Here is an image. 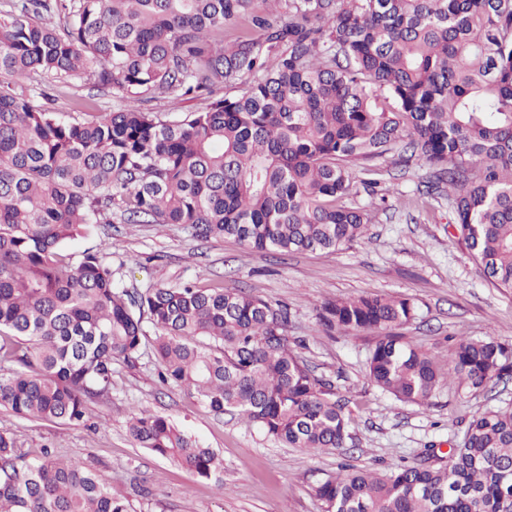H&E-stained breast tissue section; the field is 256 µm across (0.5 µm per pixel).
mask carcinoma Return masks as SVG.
Returning <instances> with one entry per match:
<instances>
[{
    "mask_svg": "<svg viewBox=\"0 0 512 512\" xmlns=\"http://www.w3.org/2000/svg\"><path fill=\"white\" fill-rule=\"evenodd\" d=\"M21 0L0 10V408L78 424L112 396V365L154 328L159 377L287 448L345 447L344 404L288 346V309L238 288H120L95 253H59L102 215L180 224L252 251L335 252L369 223L336 201L402 150L448 185L453 228L486 280L512 291V0ZM64 13L65 23H51ZM245 31L224 41V30ZM85 75L124 100L67 121L18 92ZM240 78L234 96L215 87ZM200 98L167 119L153 99ZM367 163L355 181L352 165ZM411 299L327 301L323 328L375 331L367 375L428 403L439 369L396 332ZM448 375L475 394L512 378V346L461 339ZM141 448L223 483L218 454L167 417L132 413ZM322 512H512V408L471 416L448 460L355 469L314 487ZM0 512H128L97 473L23 464L0 433Z\"/></svg>",
    "mask_w": 512,
    "mask_h": 512,
    "instance_id": "1",
    "label": "carcinoma"
}]
</instances>
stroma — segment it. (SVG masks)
<instances>
[{
	"label": "stroma",
	"instance_id": "35a3bbf8",
	"mask_svg": "<svg viewBox=\"0 0 512 512\" xmlns=\"http://www.w3.org/2000/svg\"><path fill=\"white\" fill-rule=\"evenodd\" d=\"M22 91L66 119L120 107L111 90L89 78L28 80ZM387 196L359 192L348 207L369 210L365 236L328 252L257 253L236 239L194 238L180 225H88L66 244L64 258L79 263L99 254L115 283L129 290L176 287L241 288L288 308V343L314 374L333 383L351 418V440L338 450L283 447L236 415H218L194 396L159 382L151 351L113 365L112 396L89 404L78 425L26 419L0 409V431L18 435L25 459L43 450L96 472L127 502L129 512H321L314 487L351 468L389 471L419 462L427 449L447 451L469 418L487 407L512 405V381L475 396L460 395L445 376L428 404L397 400L373 385L366 363L374 333L327 335L317 311L329 300L380 294L407 297L415 318L400 329L447 368L462 338L493 337L512 344V292L489 284L451 235L447 192L427 191L430 169L390 157L378 163ZM168 417L224 462V482L197 478L168 459L138 447L128 421L133 410Z\"/></svg>",
	"mask_w": 512,
	"mask_h": 512
}]
</instances>
